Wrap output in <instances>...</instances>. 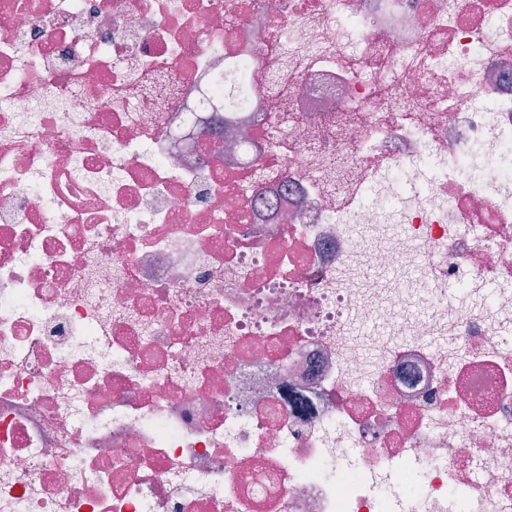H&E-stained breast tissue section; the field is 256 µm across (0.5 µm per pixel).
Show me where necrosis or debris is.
<instances>
[{"mask_svg":"<svg viewBox=\"0 0 512 512\" xmlns=\"http://www.w3.org/2000/svg\"><path fill=\"white\" fill-rule=\"evenodd\" d=\"M0 512H512V0H0Z\"/></svg>","mask_w":512,"mask_h":512,"instance_id":"necrosis-or-debris-1","label":"necrosis or debris"}]
</instances>
